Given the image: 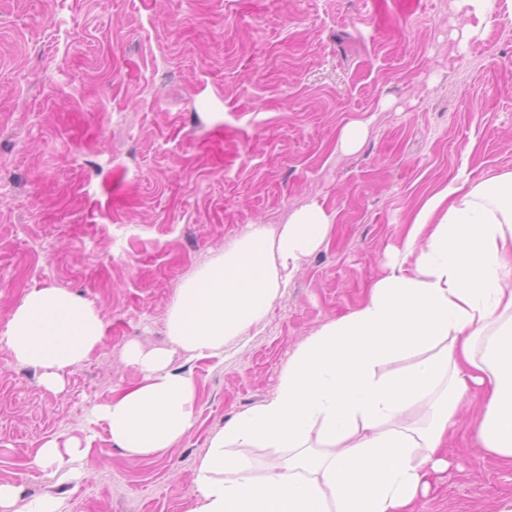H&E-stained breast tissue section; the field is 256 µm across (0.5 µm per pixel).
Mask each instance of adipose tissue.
<instances>
[{"instance_id":"1","label":"adipose tissue","mask_w":512,"mask_h":512,"mask_svg":"<svg viewBox=\"0 0 512 512\" xmlns=\"http://www.w3.org/2000/svg\"><path fill=\"white\" fill-rule=\"evenodd\" d=\"M333 217L312 204L283 224H252L177 288L168 344L127 345L140 382L95 406L128 457L164 455L195 423L197 388L176 354L223 356L258 326ZM106 339L94 303L53 287L28 291L1 341L41 384ZM403 368L388 370V363ZM481 448L512 464V173L431 195L388 272L349 315L323 325L289 357L272 396L225 424L193 479L197 512H413L435 476L464 407ZM284 448L256 469L248 451ZM75 437L42 443L34 467L79 477Z\"/></svg>"}]
</instances>
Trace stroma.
Segmentation results:
<instances>
[{
    "label": "stroma",
    "mask_w": 512,
    "mask_h": 512,
    "mask_svg": "<svg viewBox=\"0 0 512 512\" xmlns=\"http://www.w3.org/2000/svg\"><path fill=\"white\" fill-rule=\"evenodd\" d=\"M478 25L462 0H0V336L31 289L94 302L103 346L40 383L0 344V483L62 512H195L211 437L274 392L289 356L358 309L422 202L512 172V0ZM363 147L336 151L350 120ZM318 203L328 240L261 326L221 358L173 366L197 419L160 459H131L89 408L140 375L126 344L167 341L179 283L250 224ZM91 435L70 483L32 467ZM414 512H501L512 466L462 424Z\"/></svg>",
    "instance_id": "stroma-1"
}]
</instances>
